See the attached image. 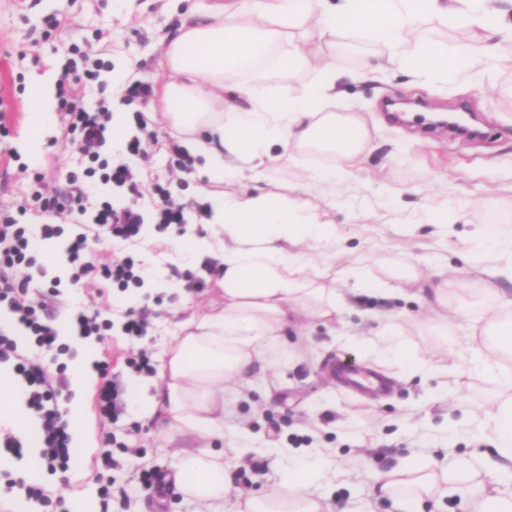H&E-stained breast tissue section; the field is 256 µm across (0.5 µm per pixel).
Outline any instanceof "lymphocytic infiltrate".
<instances>
[{"mask_svg":"<svg viewBox=\"0 0 512 512\" xmlns=\"http://www.w3.org/2000/svg\"><path fill=\"white\" fill-rule=\"evenodd\" d=\"M94 76L93 70H85L83 75L74 76L73 80L62 83L59 91L67 129L86 160L84 169L69 175L70 189L62 195H45L40 181H33L30 201L42 211L67 216L71 223L89 222L107 231L112 238L135 241L143 235V218L134 206L142 192L128 165L112 164L101 153L108 142L109 110L103 103L94 108L87 107L80 90L82 81L93 79ZM96 180L127 187L133 198L132 205L117 209L108 201L91 203L89 189ZM58 232L59 227L55 224H42L33 228L19 222L13 215L0 213V303L11 307L37 346L45 349L54 347L58 332L40 318L33 306L18 301V290L8 272L30 265L36 239H49ZM86 240V234H79L69 247V259L74 267L73 281L93 275L123 289L142 284L141 271L132 257L127 256L109 264L96 263L85 251ZM15 371L28 384L27 405L40 419L42 460L53 468H70L75 461V453L68 425L61 419L57 388L31 359H19Z\"/></svg>","mask_w":512,"mask_h":512,"instance_id":"obj_1","label":"lymphocytic infiltrate"}]
</instances>
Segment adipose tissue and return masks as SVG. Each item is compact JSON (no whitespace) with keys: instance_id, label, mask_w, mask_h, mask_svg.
Wrapping results in <instances>:
<instances>
[{"instance_id":"adipose-tissue-1","label":"adipose tissue","mask_w":512,"mask_h":512,"mask_svg":"<svg viewBox=\"0 0 512 512\" xmlns=\"http://www.w3.org/2000/svg\"><path fill=\"white\" fill-rule=\"evenodd\" d=\"M488 0H178L175 22L162 38L159 67L164 79L152 104L174 127L192 137L199 171L223 180L226 171L258 176L273 161L288 162L296 149H316L354 160L367 138L358 120L330 111L339 75L324 69L303 95L251 98L240 75L294 74L310 63L307 40L313 23L325 34L356 30L385 45L391 62L414 76L454 80L461 72L486 66L487 52L448 56L431 44L409 46L407 37L429 17L475 29L478 41L490 40L512 18ZM56 91L48 78L29 81L26 92L28 141L38 145L55 120ZM207 234L187 227L178 242L184 253L206 257L224 267L223 298L208 314L190 315L168 358L153 380L155 392L139 397L144 415L166 414L179 434L218 437L224 429V385L244 380L265 356L272 341L305 318L335 326L352 294L392 297L388 281L335 263L316 264L300 252L307 242H335V225L322 222L307 204L269 191L228 196L212 208ZM469 260L483 275L489 309L479 322L485 337L471 349L470 368L501 377L512 387V291L494 280L512 282V210L495 211L473 235ZM509 245L502 265L487 267L488 248ZM340 288H333L332 280ZM374 350L411 374L453 375L458 364H429L406 356L400 341L383 338ZM471 434L487 438L503 454L491 462L485 482L464 488L468 512H512V494L499 478L512 476V396L473 423ZM235 458L204 448H183L169 474L175 486L205 512H327L324 499L297 494L303 484L326 478L332 462L323 453L281 471L282 486L259 495L234 490ZM435 486L432 475L408 466L375 476L372 494L389 499L393 512H419Z\"/></svg>"}]
</instances>
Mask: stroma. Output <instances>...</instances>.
I'll list each match as a JSON object with an SVG mask.
<instances>
[{"label":"stroma","instance_id":"obj_1","mask_svg":"<svg viewBox=\"0 0 512 512\" xmlns=\"http://www.w3.org/2000/svg\"><path fill=\"white\" fill-rule=\"evenodd\" d=\"M57 18V28L46 25ZM173 26L158 0H0V211L20 215L22 223L38 225L46 215L36 210L19 214L34 176H41L46 194L68 187L66 174L79 154L64 117H57L37 158L22 149L26 135L25 89L32 76L61 78L77 55L101 61L95 79L82 91L88 105L106 102L110 111L129 117L127 134L144 141L145 156L132 161V172L144 188L159 184L186 205L189 223L204 226L208 214L197 204L214 193L255 196L268 189L299 198L315 207L324 222L337 225L349 237L351 252L337 253L328 245H313L314 259H335L340 267H360L389 279L395 265L414 267L421 281L446 279L451 291L448 327L452 343L433 335L428 309L416 298L352 297V307L335 328L301 320L287 328L247 381L224 388V436L203 440L166 430L160 417L135 412L130 390L139 373L132 361L146 353L160 366L175 341L186 312L181 290L193 294V309L206 313L218 297L224 269L210 261L189 263L152 208H144L149 242L125 243L89 236L88 252L97 262L133 256L144 276L163 271L165 286L153 293L118 288L99 279L80 283L61 280L43 260L10 271L14 282H28L23 302L37 305L42 319L59 331L56 355L38 354L30 337L17 339L18 354L37 360L49 378L67 372L79 343L71 333L72 318L83 312L108 323L90 347L119 390L124 407L117 420L105 419L98 407V390L83 393V447L70 470L46 467L40 458L37 428L22 435L25 447L17 456L0 450V512H70L74 501L92 499L98 512H201V507L166 486L162 493L143 491L141 467L167 470L179 449L205 446L239 454L235 487L262 493L278 487L288 460L307 461L318 448L336 462L334 477L300 487V494L324 498L330 512H390L391 503L370 495L373 478L412 462L448 469L438 480L437 500L425 501L424 512H464V484L482 480L485 459L495 458L491 441L472 440L466 423L500 400L505 384L494 377L461 371L452 391L439 379L419 375L390 379L380 396L368 397L344 386L333 371L341 361L381 371L370 343L381 327L399 335L406 352L443 363L468 353V332L479 309L476 276L467 257L476 228L489 211L512 208V30L495 37V60L489 71L464 72L456 83H423L398 65H389L382 80L360 77V61L383 58L386 48L357 31L312 40L318 61L335 66L343 78L331 109L359 116L370 131L360 156L351 163L324 159L316 151H300L288 163H271L257 180L226 176L213 183L196 167L177 166L168 152L170 140L185 143L187 133L169 125L147 99H128L136 83L157 85L160 39ZM423 40L456 54L474 49L469 28L436 20L427 22ZM317 77L316 68L277 74L251 84L254 98L299 96ZM400 99L420 101L423 111L444 112L458 101L471 104L485 123L486 139L476 144L449 143L432 136L413 119L394 124L384 106ZM149 119L140 129L137 114ZM331 163L347 169L345 178L326 194L311 180L313 170ZM143 316L145 335L126 334L127 312ZM112 443V460L104 462V441ZM35 473L40 497H28L23 483ZM110 483L111 494L99 487Z\"/></svg>","mask_w":512,"mask_h":512}]
</instances>
